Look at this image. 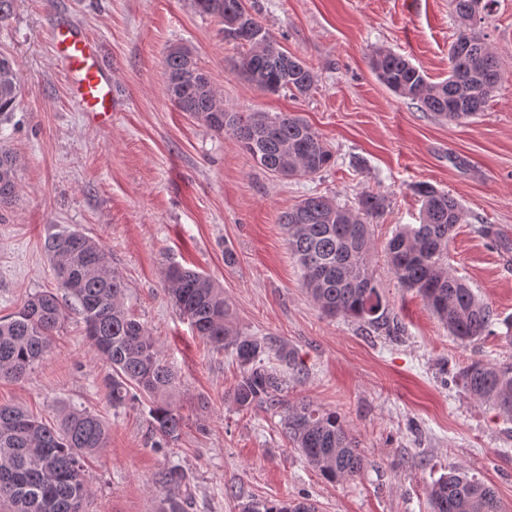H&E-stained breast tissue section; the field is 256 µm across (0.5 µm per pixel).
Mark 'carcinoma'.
Here are the masks:
<instances>
[{"instance_id":"1","label":"carcinoma","mask_w":512,"mask_h":512,"mask_svg":"<svg viewBox=\"0 0 512 512\" xmlns=\"http://www.w3.org/2000/svg\"><path fill=\"white\" fill-rule=\"evenodd\" d=\"M195 10L224 23V40L250 46L234 68L258 90L307 94L313 71L284 49L261 46L274 42L245 7L244 0H192ZM475 0H451L460 27L449 55L448 78L433 82L406 57L378 49L371 66L378 80L401 98L448 121L468 119L482 111L501 81L496 57L476 30ZM166 93L175 107L211 131L230 133L257 164L281 176H311L330 166L333 155L322 135L305 119L288 112H230L198 66L191 46L171 45L165 56ZM22 95L15 61L0 54V126L11 121ZM16 157L0 146V206L19 192ZM420 198L419 223L403 224L387 244L388 261L398 284L416 292L448 328L471 344L491 331L495 313L467 284L448 271V253L456 226L464 221L459 201L430 184L414 188ZM386 199L364 192L358 207L347 209L325 196H309L281 213L279 223L302 271L306 293L328 318H351L391 336L388 305L371 260L373 220ZM60 292L42 291L0 319V378L21 379L50 350L65 311L78 308L91 348L112 370L108 401L119 408L140 398L163 448L179 438L183 418L172 402L173 373L160 357L157 342L128 313L123 279L112 270L108 251L78 229L60 227L44 243ZM168 293L198 336L218 351H228L241 368L232 398L242 411L285 406L283 431L306 462L324 479L336 482L361 475L368 467L347 426L332 410L305 401L285 405L286 380L266 364L275 354L300 372L293 351L274 347L264 336L237 331L224 289L206 274L172 266L166 272ZM463 388L479 402L493 406L512 422V364L474 361L460 373ZM108 430L98 414L73 407L60 422L39 420L19 406L0 404V506L9 512H83L89 496L84 477L89 457L105 447ZM158 482L175 494L164 497L159 512H188L192 493L184 471L173 466ZM433 512H501L495 492L478 477L455 466L429 487ZM241 512H316L299 502L247 503Z\"/></svg>"}]
</instances>
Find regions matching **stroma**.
I'll return each mask as SVG.
<instances>
[{
    "mask_svg": "<svg viewBox=\"0 0 512 512\" xmlns=\"http://www.w3.org/2000/svg\"><path fill=\"white\" fill-rule=\"evenodd\" d=\"M269 34L303 60L315 82L306 95L263 93L236 75L248 48L228 43L218 18L191 0H15L0 53L17 63L22 96L0 143L17 157L20 192L0 216V317L54 288L44 239L52 226L78 228L107 249L126 284L125 306L153 336L175 373L178 440L157 450L146 400L106 401L109 366L95 356L80 315L68 310L50 355L21 380H0V403L59 420L72 406L103 417L105 448L86 468L85 512H156L159 472L177 465L193 491L190 512H239L247 502L307 497L319 512H431L427 489L462 465L492 486L512 512V422L470 398L458 375L471 361L512 363V252L483 237L492 224L512 240V0H493L479 29L502 80L483 110L446 122L397 97L374 75L373 51L406 56L432 81L448 76L459 22L450 0H245ZM66 20L97 40L112 76L115 108L80 111L51 29ZM194 47L199 66L232 112H292L333 153L325 171L282 178L256 164L229 134L180 112L165 92L164 57ZM427 183L462 204L466 219L448 266L497 314L491 332L464 346L390 271L385 244L418 221L413 188ZM379 193L372 263L387 298L386 336L353 319L325 318L302 287L279 216L322 195L353 208ZM232 251L234 263L224 261ZM180 265L224 290L240 332L292 349L303 372L286 399L334 410L369 465L335 483L292 448L282 410H239L230 394L239 368L195 336L173 307L164 274Z\"/></svg>",
    "mask_w": 512,
    "mask_h": 512,
    "instance_id": "stroma-1",
    "label": "stroma"
}]
</instances>
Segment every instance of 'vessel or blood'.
Wrapping results in <instances>:
<instances>
[{"instance_id":"b4317fda","label":"vessel or blood","mask_w":512,"mask_h":512,"mask_svg":"<svg viewBox=\"0 0 512 512\" xmlns=\"http://www.w3.org/2000/svg\"><path fill=\"white\" fill-rule=\"evenodd\" d=\"M51 38L55 53L70 77L72 95L80 110L110 112V78L100 64L96 41L61 24L52 28Z\"/></svg>"}]
</instances>
